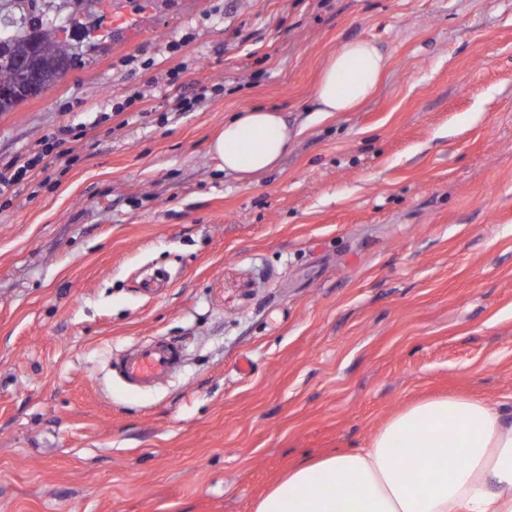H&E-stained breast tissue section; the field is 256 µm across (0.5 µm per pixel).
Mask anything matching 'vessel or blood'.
Here are the masks:
<instances>
[{"label": "vessel or blood", "mask_w": 512, "mask_h": 512, "mask_svg": "<svg viewBox=\"0 0 512 512\" xmlns=\"http://www.w3.org/2000/svg\"><path fill=\"white\" fill-rule=\"evenodd\" d=\"M180 349L169 342H142L116 359V374L129 386H148L162 380L179 365Z\"/></svg>", "instance_id": "vessel-or-blood-1"}]
</instances>
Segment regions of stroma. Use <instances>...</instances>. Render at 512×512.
Segmentation results:
<instances>
[{
  "instance_id": "stroma-1",
  "label": "stroma",
  "mask_w": 512,
  "mask_h": 512,
  "mask_svg": "<svg viewBox=\"0 0 512 512\" xmlns=\"http://www.w3.org/2000/svg\"><path fill=\"white\" fill-rule=\"evenodd\" d=\"M113 2L0 114V164L78 134L0 195V512H254L421 399L511 412L512 0H149L116 37ZM354 38L388 69L322 116ZM252 106L299 135L245 185L207 149ZM155 339L181 364L132 390ZM388 58L370 39L340 43L327 58L314 92L315 112H351L376 90ZM181 362L180 349L169 342H142L113 362L112 369L129 386H148L162 380Z\"/></svg>"
}]
</instances>
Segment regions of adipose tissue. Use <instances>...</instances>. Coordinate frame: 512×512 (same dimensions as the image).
<instances>
[{"mask_svg":"<svg viewBox=\"0 0 512 512\" xmlns=\"http://www.w3.org/2000/svg\"><path fill=\"white\" fill-rule=\"evenodd\" d=\"M388 58L370 39L340 43L314 92L317 112H350L376 90ZM295 137L275 107L242 109L210 140L219 168L243 182L273 172ZM462 449L457 463L448 455ZM255 512H512V418L464 396L396 413L361 449L302 463Z\"/></svg>","mask_w":512,"mask_h":512,"instance_id":"1","label":"adipose tissue"}]
</instances>
